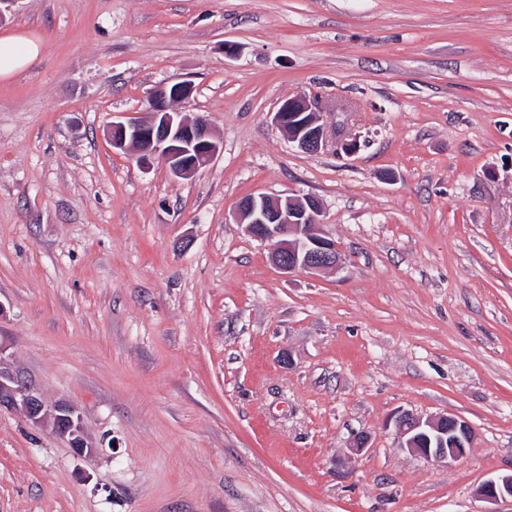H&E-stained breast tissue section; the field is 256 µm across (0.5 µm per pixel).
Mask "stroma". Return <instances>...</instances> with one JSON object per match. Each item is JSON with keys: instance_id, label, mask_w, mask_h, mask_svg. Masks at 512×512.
<instances>
[{"instance_id": "stroma-1", "label": "stroma", "mask_w": 512, "mask_h": 512, "mask_svg": "<svg viewBox=\"0 0 512 512\" xmlns=\"http://www.w3.org/2000/svg\"><path fill=\"white\" fill-rule=\"evenodd\" d=\"M0 32L42 44L0 79V344L98 444L0 411V512H487L512 472V0H18ZM181 81L222 143L187 180L105 137ZM300 91L358 154L288 141ZM257 192L316 197L341 268H276L233 220ZM401 412L474 445L426 461ZM395 426L404 438L403 447L428 461L457 460L466 455L475 440L471 425L454 415L422 418L402 412ZM477 493L481 499L490 504L506 498L512 501V472L483 482Z\"/></svg>"}]
</instances>
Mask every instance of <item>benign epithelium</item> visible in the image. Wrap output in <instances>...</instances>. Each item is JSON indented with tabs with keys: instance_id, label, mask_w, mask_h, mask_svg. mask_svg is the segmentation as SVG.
<instances>
[{
	"instance_id": "7a95c632",
	"label": "benign epithelium",
	"mask_w": 512,
	"mask_h": 512,
	"mask_svg": "<svg viewBox=\"0 0 512 512\" xmlns=\"http://www.w3.org/2000/svg\"><path fill=\"white\" fill-rule=\"evenodd\" d=\"M194 87L188 82L157 86L148 97L142 116L112 122L107 136L114 150L131 151L137 163L148 168L158 161L177 179H190L208 167L221 153L208 119H189L174 105L189 100ZM316 97L304 92L282 100L273 121L305 153H320L329 141L318 124L313 106ZM235 223L261 242L273 244L271 260L286 273L337 268L336 244L318 231L322 207L318 199L251 194L239 202ZM22 414L34 426L47 425L63 438L78 456L92 455L97 446L87 436L79 409L68 401L49 405L24 372L14 367L0 346V410ZM395 426L404 438L403 447L428 461L457 460L473 447L475 433L465 420L448 414L426 418L403 412ZM477 493L493 504L512 499V473L483 482Z\"/></svg>"
}]
</instances>
